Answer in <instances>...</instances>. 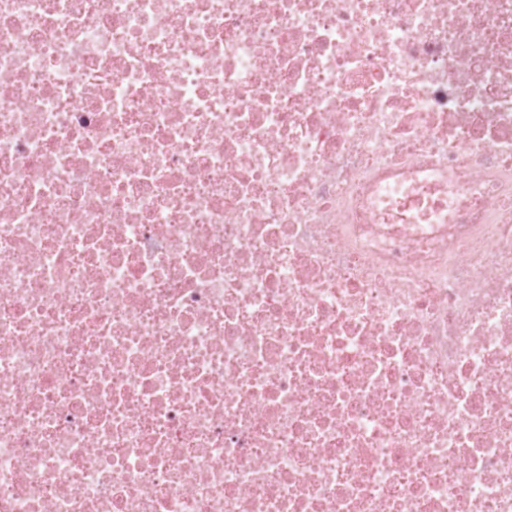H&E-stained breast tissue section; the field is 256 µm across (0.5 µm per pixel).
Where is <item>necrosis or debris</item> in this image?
Masks as SVG:
<instances>
[{
	"instance_id": "1",
	"label": "necrosis or debris",
	"mask_w": 512,
	"mask_h": 512,
	"mask_svg": "<svg viewBox=\"0 0 512 512\" xmlns=\"http://www.w3.org/2000/svg\"><path fill=\"white\" fill-rule=\"evenodd\" d=\"M0 512H512V0H0Z\"/></svg>"
}]
</instances>
